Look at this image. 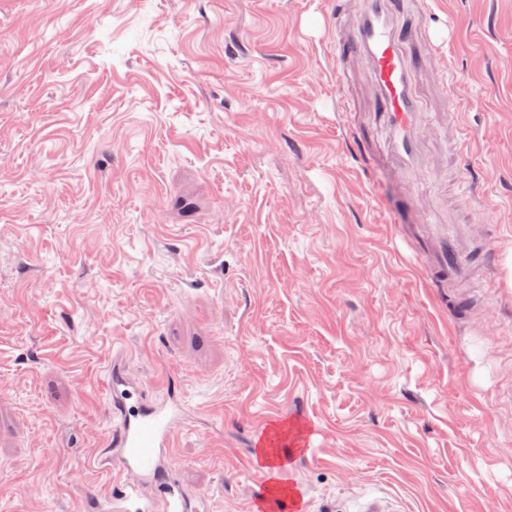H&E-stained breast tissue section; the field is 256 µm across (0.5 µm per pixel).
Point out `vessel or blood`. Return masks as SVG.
<instances>
[{
  "label": "vessel or blood",
  "instance_id": "vessel-or-blood-1",
  "mask_svg": "<svg viewBox=\"0 0 512 512\" xmlns=\"http://www.w3.org/2000/svg\"><path fill=\"white\" fill-rule=\"evenodd\" d=\"M403 6V0H349L348 6L337 7L332 51L342 84L351 82L352 63H366L373 120L384 130L387 143L383 157L411 188L435 164L425 149L431 115L416 89L414 22L406 18ZM432 268L452 284L467 277L468 253L457 234H442ZM108 390L116 425L98 463L104 472L116 473L117 483L102 502L103 512H196L165 461L179 406L146 402L140 388L116 368L110 373ZM150 485L155 495L146 494ZM255 501L269 504L272 512L305 509L293 496L271 497L266 486Z\"/></svg>",
  "mask_w": 512,
  "mask_h": 512
}]
</instances>
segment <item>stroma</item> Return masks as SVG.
Returning <instances> with one entry per match:
<instances>
[{
    "label": "stroma",
    "instance_id": "obj_1",
    "mask_svg": "<svg viewBox=\"0 0 512 512\" xmlns=\"http://www.w3.org/2000/svg\"><path fill=\"white\" fill-rule=\"evenodd\" d=\"M332 8L0 0V512H102L115 363L181 397L198 512H253L257 438L295 418L318 430L282 443L309 512H512V0L421 17L426 111L444 64L466 90L428 152L464 185L416 191L491 247L471 312L406 187L364 164Z\"/></svg>",
    "mask_w": 512,
    "mask_h": 512
}]
</instances>
